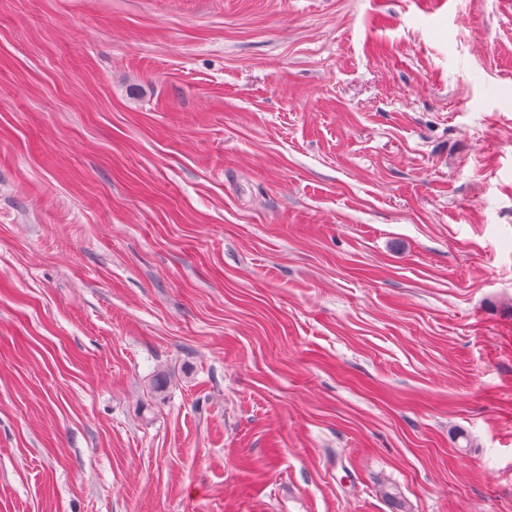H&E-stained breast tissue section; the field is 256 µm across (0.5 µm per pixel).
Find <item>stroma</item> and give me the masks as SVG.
<instances>
[{
    "mask_svg": "<svg viewBox=\"0 0 512 512\" xmlns=\"http://www.w3.org/2000/svg\"><path fill=\"white\" fill-rule=\"evenodd\" d=\"M0 512H512L505 0H0Z\"/></svg>",
    "mask_w": 512,
    "mask_h": 512,
    "instance_id": "35a3bbf8",
    "label": "stroma"
}]
</instances>
